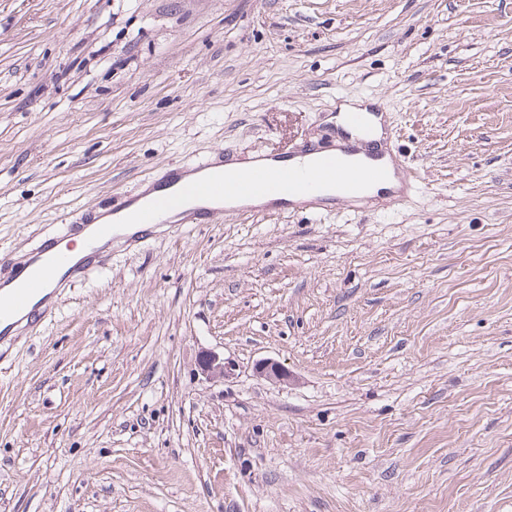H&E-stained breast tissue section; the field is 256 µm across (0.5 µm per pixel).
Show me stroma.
I'll return each instance as SVG.
<instances>
[{
	"instance_id": "obj_1",
	"label": "stroma",
	"mask_w": 512,
	"mask_h": 512,
	"mask_svg": "<svg viewBox=\"0 0 512 512\" xmlns=\"http://www.w3.org/2000/svg\"><path fill=\"white\" fill-rule=\"evenodd\" d=\"M364 99L405 204L114 240L0 341V512H512V0H0V277ZM390 159L394 172L403 185V190L396 198L397 203H402L407 201L409 197L407 190L418 185L419 175L417 170L412 167L411 161L406 155L398 153L397 155H390Z\"/></svg>"
}]
</instances>
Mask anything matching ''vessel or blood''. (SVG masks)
I'll return each mask as SVG.
<instances>
[{"label":"vessel or blood","instance_id":"obj_1","mask_svg":"<svg viewBox=\"0 0 512 512\" xmlns=\"http://www.w3.org/2000/svg\"><path fill=\"white\" fill-rule=\"evenodd\" d=\"M391 173L397 175L404 187L397 200L405 202L408 189L417 186L419 175L410 159L401 153L392 156L387 167L374 161L354 165L345 152L314 148L309 159L297 164L281 154L276 162L247 170H219L211 161L172 168L157 174L152 186L138 195L117 196L107 209L109 223L90 225L86 248L89 259H102L101 243L112 240L116 224H139L149 229L164 224L176 234L181 227L171 222V214L182 212L187 221H197L209 211H222L232 199L269 198L286 207L335 184L345 199L355 201L368 187L384 182ZM87 261L74 260L69 248L58 238L35 249L22 266L15 268V287L0 297V334L11 335L16 322L42 315L36 298L48 289L78 282L88 270Z\"/></svg>","mask_w":512,"mask_h":512}]
</instances>
